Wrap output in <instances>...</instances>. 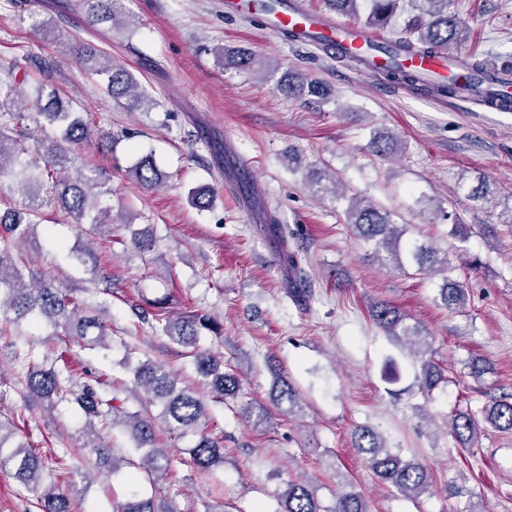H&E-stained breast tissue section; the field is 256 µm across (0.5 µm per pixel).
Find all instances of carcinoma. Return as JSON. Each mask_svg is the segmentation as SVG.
<instances>
[{
  "label": "carcinoma",
  "mask_w": 512,
  "mask_h": 512,
  "mask_svg": "<svg viewBox=\"0 0 512 512\" xmlns=\"http://www.w3.org/2000/svg\"><path fill=\"white\" fill-rule=\"evenodd\" d=\"M420 4L421 13L413 17L404 30L405 38L397 41L394 54L402 52L445 50L466 37L467 28L461 19L448 11V0H413ZM332 11L340 14H358L359 0H324ZM86 12L94 23L117 22L122 10V0H84ZM398 8V0H372L370 27L385 25ZM88 70L100 77L113 102L127 109L138 108L148 96L141 90L135 75L126 67L106 56V52L86 42L72 48ZM252 63L251 54L245 51L224 52V67L242 69ZM386 76L397 82L417 83L420 76L408 72L399 64L390 67ZM277 89L288 96L325 95L323 86L299 74H287ZM33 122L40 129V137L30 149L21 141L6 134L11 128H22ZM92 134L89 118L70 99H64L56 89L48 95L38 92L33 101V111L14 112L0 101V178L22 175L20 187L24 195L21 208L6 204L0 215V338L20 336V327L38 325L46 321L53 328L56 349L40 359H30L26 381L27 397L49 409L69 405L81 415L82 431L91 434L82 450L88 455L94 470L106 468L117 473L125 466L138 467L147 473L148 479L166 475L171 465L168 449L159 446L161 436L175 434L183 437L189 433L197 439L187 450L189 463L199 471H212L224 467L223 440L205 428L208 405L205 396L215 402H234L239 398L242 382L239 373L224 363L218 352L203 350L198 346L201 330L215 336L223 335V324L187 307L176 315L167 310L166 298L144 300L135 305L133 315L138 322L148 326L153 333L168 337L185 349L199 378L201 390L178 386V378L164 364L150 359L134 360L126 354L124 364L132 375L133 386L147 394L140 408L131 411L124 407L119 392L98 377L84 370L80 373L68 368L70 343L111 350L107 337L112 335V325L104 318L105 309L99 304H89L73 296L72 289L36 277L29 259L14 254L18 242L29 238L34 228L44 220V210L60 207L74 223L89 222L93 229L111 227L108 211L98 208L94 189L109 182L105 171L95 167L87 173L80 170L70 175L74 165L71 146L79 145ZM373 152L391 158L397 151V141L389 135L372 139ZM128 174L140 186L153 189L167 179L151 156L142 157ZM214 188L203 186L190 194L191 204L200 208L213 207ZM348 224L361 238L375 243L376 249H384L400 268L409 264L419 275L430 272L448 273V254L434 245L414 241L405 251L399 250L401 237L408 225L395 222L394 213L377 205L353 197L346 211ZM157 239L153 225L133 233L131 247L139 255L153 251ZM440 299L448 309L464 304V285L448 276L440 288ZM370 317L390 340L416 346L413 337L420 335L418 326L407 321L398 308L378 302L372 305ZM420 371L417 388L424 399L447 382L445 369L426 351L417 349ZM275 382L270 392L271 407L242 402L237 413L252 428L258 429L270 419L269 409L292 417L303 411V401L298 389L281 369L270 366ZM160 407L152 415L151 407ZM499 430H512V402L499 399L485 406L482 416L471 411L459 410L451 418V431L463 451L470 452L478 442L481 421ZM124 428L134 448L141 452L139 459L116 453L115 444L104 435ZM12 424L0 418V470L12 469L15 477L40 490L41 512H72L69 495L58 491L56 485H43L45 472L55 473L63 466L64 457L55 453L43 455L31 443L18 440ZM353 446L363 455L367 467L383 482L400 495L416 498L426 493L433 483L431 469L418 457L405 459L401 449L390 448L382 437L369 426H359L352 433ZM318 486L310 480H292L282 492L276 493L280 512H367L363 497L357 492H338L334 504L323 506L318 497ZM115 512H160L152 496L133 493L116 504Z\"/></svg>",
  "instance_id": "obj_1"
}]
</instances>
